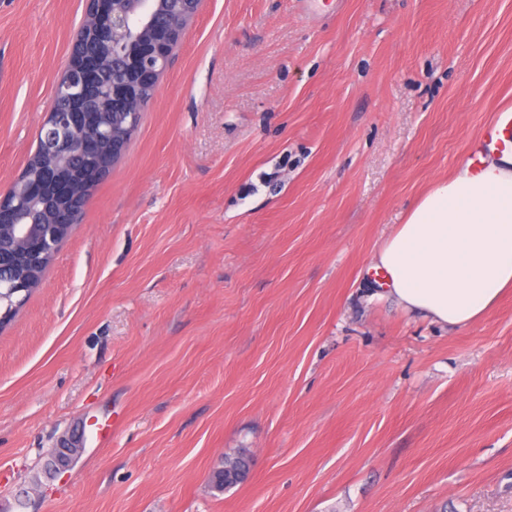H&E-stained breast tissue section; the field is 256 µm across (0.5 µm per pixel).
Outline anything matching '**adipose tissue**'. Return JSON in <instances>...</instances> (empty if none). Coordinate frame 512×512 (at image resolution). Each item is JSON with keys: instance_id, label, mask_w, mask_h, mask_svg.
Masks as SVG:
<instances>
[{"instance_id": "ef3b65f1", "label": "adipose tissue", "mask_w": 512, "mask_h": 512, "mask_svg": "<svg viewBox=\"0 0 512 512\" xmlns=\"http://www.w3.org/2000/svg\"><path fill=\"white\" fill-rule=\"evenodd\" d=\"M374 261L409 313L451 328L488 315L512 288V152L436 182Z\"/></svg>"}]
</instances>
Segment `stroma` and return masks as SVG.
<instances>
[{"label": "stroma", "mask_w": 512, "mask_h": 512, "mask_svg": "<svg viewBox=\"0 0 512 512\" xmlns=\"http://www.w3.org/2000/svg\"><path fill=\"white\" fill-rule=\"evenodd\" d=\"M85 8L0 0V187ZM510 102L512 0H203L0 332V512H512V291L451 329L369 272Z\"/></svg>", "instance_id": "1"}]
</instances>
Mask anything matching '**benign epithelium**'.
Returning a JSON list of instances; mask_svg holds the SVG:
<instances>
[{
  "label": "benign epithelium",
  "mask_w": 512,
  "mask_h": 512,
  "mask_svg": "<svg viewBox=\"0 0 512 512\" xmlns=\"http://www.w3.org/2000/svg\"><path fill=\"white\" fill-rule=\"evenodd\" d=\"M201 0H87L83 25L87 43L73 48L56 86L60 104L48 113L38 139L52 163L31 173L29 156L19 175L0 191V267L18 273L0 278V330L7 327L26 297L42 279L30 270L51 261L73 224L69 214L34 224L28 207L52 196L75 202L110 171L123 153L110 116L127 118L125 132L135 129L173 45ZM112 69V87L102 111L91 106L102 75ZM84 164L78 181L62 172Z\"/></svg>",
  "instance_id": "7a95c632"
}]
</instances>
